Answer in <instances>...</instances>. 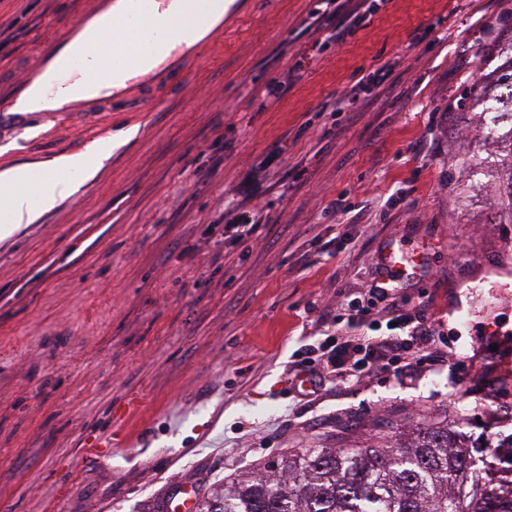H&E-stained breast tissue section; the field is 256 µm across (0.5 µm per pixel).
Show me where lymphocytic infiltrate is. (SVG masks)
I'll use <instances>...</instances> for the list:
<instances>
[{
    "instance_id": "f902f5d3",
    "label": "lymphocytic infiltrate",
    "mask_w": 512,
    "mask_h": 512,
    "mask_svg": "<svg viewBox=\"0 0 512 512\" xmlns=\"http://www.w3.org/2000/svg\"><path fill=\"white\" fill-rule=\"evenodd\" d=\"M310 17L324 37L315 45L323 51L346 42L380 7L381 0H321ZM262 189L261 175L241 182L224 206V239L244 242L259 229L261 216L253 205ZM392 272H380L371 288L348 293L320 322L326 333L302 345L290 371L308 378L309 396L326 381L351 388L382 374L401 380L408 369L448 361V336L425 301H413L391 282Z\"/></svg>"
}]
</instances>
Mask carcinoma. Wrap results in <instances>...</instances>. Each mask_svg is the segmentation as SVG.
I'll list each match as a JSON object with an SVG mask.
<instances>
[{"label": "carcinoma", "instance_id": "1", "mask_svg": "<svg viewBox=\"0 0 512 512\" xmlns=\"http://www.w3.org/2000/svg\"><path fill=\"white\" fill-rule=\"evenodd\" d=\"M457 413L377 444L302 448L212 492L200 512H512V432Z\"/></svg>", "mask_w": 512, "mask_h": 512}]
</instances>
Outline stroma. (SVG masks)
<instances>
[{
  "label": "stroma",
  "instance_id": "1",
  "mask_svg": "<svg viewBox=\"0 0 512 512\" xmlns=\"http://www.w3.org/2000/svg\"><path fill=\"white\" fill-rule=\"evenodd\" d=\"M310 0H234L189 84L155 112H90L0 143V169L92 154L77 191L0 241V502L11 512H166L176 489L224 481L307 446L374 441L390 426L467 410L512 424V366L473 352L512 334V132L487 133L486 99L512 70V0H384L345 45L315 56L287 98L258 87L308 54ZM67 0H0L34 60ZM435 35L406 51L409 35ZM394 62L393 92L352 120L330 113L363 74ZM282 154L255 204L250 250L221 243L224 192L268 148ZM365 220L325 215L337 198ZM438 240L426 293L448 327L446 368L289 396L288 361L311 306L364 288L384 248ZM308 260H301V252ZM464 381L473 395L449 402ZM125 437L111 458L89 436Z\"/></svg>",
  "mask_w": 512,
  "mask_h": 512
}]
</instances>
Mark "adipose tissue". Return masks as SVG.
Segmentation results:
<instances>
[{
	"label": "adipose tissue",
	"instance_id": "obj_1",
	"mask_svg": "<svg viewBox=\"0 0 512 512\" xmlns=\"http://www.w3.org/2000/svg\"><path fill=\"white\" fill-rule=\"evenodd\" d=\"M85 164L83 156L68 155L46 165L44 175L30 182L29 165L0 171V241L10 238L39 213L69 198L75 188L74 174Z\"/></svg>",
	"mask_w": 512,
	"mask_h": 512
}]
</instances>
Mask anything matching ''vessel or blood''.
I'll list each match as a JSON object with an SVG mask.
<instances>
[{
    "label": "vessel or blood",
    "mask_w": 512,
    "mask_h": 512,
    "mask_svg": "<svg viewBox=\"0 0 512 512\" xmlns=\"http://www.w3.org/2000/svg\"><path fill=\"white\" fill-rule=\"evenodd\" d=\"M192 23L169 41L167 22ZM224 29V0H73L35 60L0 72V133L111 111L143 80L167 89L186 81L188 64Z\"/></svg>",
    "instance_id": "b4317fda"
}]
</instances>
